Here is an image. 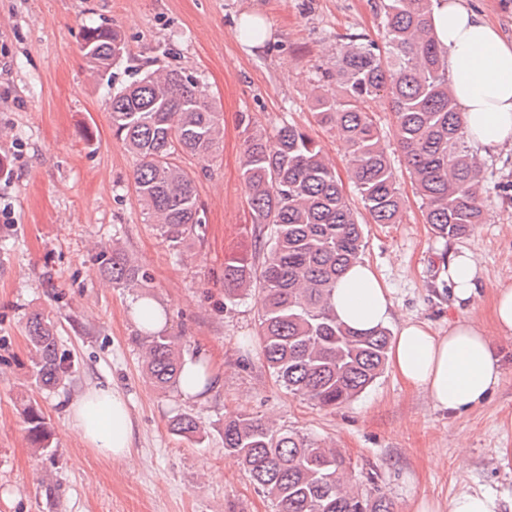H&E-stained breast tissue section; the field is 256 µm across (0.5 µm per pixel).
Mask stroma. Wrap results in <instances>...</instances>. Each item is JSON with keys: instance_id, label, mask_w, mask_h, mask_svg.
Wrapping results in <instances>:
<instances>
[{"instance_id": "35a3bbf8", "label": "stroma", "mask_w": 512, "mask_h": 512, "mask_svg": "<svg viewBox=\"0 0 512 512\" xmlns=\"http://www.w3.org/2000/svg\"><path fill=\"white\" fill-rule=\"evenodd\" d=\"M247 10L270 28L255 47L234 37ZM100 24L122 33L128 64H172L198 77L223 115L212 161L182 159L205 220L183 256L144 215L138 160L112 137V87L81 51L84 28ZM350 34L383 43L380 0H0V166L13 172L0 181V512H275L224 450L225 420L243 414L273 417L338 448L354 477L376 474L394 512H412L424 498L444 507L466 488L512 492V338L499 335L492 318L497 288L512 285V199L501 191L512 181V147L481 164L482 224L466 238L442 239L425 221L389 105L370 107L404 212L398 224H364L362 258L391 289L389 330L413 318L444 331L465 317L493 341L501 380L466 416L437 410L389 367L335 409L289 394L262 359L260 292L224 306V258L250 243L244 127L267 135L285 120L305 127L333 159L353 208L362 207L347 147L313 116L318 79L334 69L335 49ZM115 238L149 273V288H116L100 275L94 246ZM462 250L481 276L474 304L456 307L438 274L443 257ZM145 296L165 309L164 332L183 354L219 368L221 384L206 400L159 391L144 376L146 336L132 304ZM37 312L55 322L72 363L71 377L51 391L31 378L26 323ZM97 382L112 383L127 401L136 428L128 464L86 448L67 425L65 401ZM29 398L53 428L52 452L29 443ZM182 414L205 428L203 443L172 431Z\"/></svg>"}]
</instances>
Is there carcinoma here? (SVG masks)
Returning a JSON list of instances; mask_svg holds the SVG:
<instances>
[{
	"mask_svg": "<svg viewBox=\"0 0 512 512\" xmlns=\"http://www.w3.org/2000/svg\"><path fill=\"white\" fill-rule=\"evenodd\" d=\"M433 0H381L385 45L349 38L336 56L340 95L321 94L314 111L350 150V176L374 224H399L403 199L384 138L363 108L385 97L408 171L425 209L426 223L444 239L468 236L482 222L484 184L466 145L460 112L448 87L447 57L430 28ZM82 52L93 69L107 71L126 53L121 35L104 25L84 30ZM113 137L138 166L135 190L148 221L177 255L198 237L203 220L194 180L181 164L190 156L214 158L223 139L221 113L207 87L173 67L137 69L112 93ZM242 174L250 183L249 206L256 249L224 259V305L250 289L263 294L262 355L289 393L320 407L336 408L364 392L383 372L390 332L358 333L340 323L330 305L337 280L362 250L359 224L335 165L301 127L282 123L272 137L244 130ZM101 272L119 288H147L150 277L119 242L99 247ZM146 334L142 371L162 391L180 383L175 340L142 320ZM33 348L31 376L43 389L69 376L54 321L28 319ZM23 418L31 445L52 448L53 432L41 410L29 404ZM178 434L200 443L205 432L184 415ZM224 450L240 459L276 512H393L383 495L350 489L349 461L335 448L257 416L224 424Z\"/></svg>",
	"mask_w": 512,
	"mask_h": 512,
	"instance_id": "1",
	"label": "carcinoma"
}]
</instances>
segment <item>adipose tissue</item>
<instances>
[{
	"label": "adipose tissue",
	"instance_id": "obj_1",
	"mask_svg": "<svg viewBox=\"0 0 512 512\" xmlns=\"http://www.w3.org/2000/svg\"><path fill=\"white\" fill-rule=\"evenodd\" d=\"M430 24L447 56L449 88L460 108L477 158L512 146V38L467 0H434ZM480 270L470 253L449 255L442 266L457 304L473 303ZM391 290L366 262L344 272L332 293L337 318L352 330L370 332L393 317ZM395 372L426 393L436 409L461 416L483 403L501 379L499 360L483 329L457 319L447 331L403 320L388 351ZM72 432L88 448L123 465L130 460L134 422L123 396L98 383L65 407Z\"/></svg>",
	"mask_w": 512,
	"mask_h": 512
}]
</instances>
